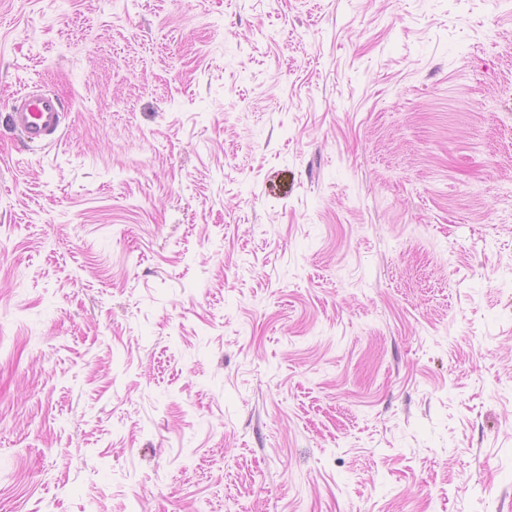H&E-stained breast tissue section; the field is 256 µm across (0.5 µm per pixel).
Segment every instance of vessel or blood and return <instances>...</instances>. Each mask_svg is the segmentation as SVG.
Returning <instances> with one entry per match:
<instances>
[{"mask_svg": "<svg viewBox=\"0 0 512 512\" xmlns=\"http://www.w3.org/2000/svg\"><path fill=\"white\" fill-rule=\"evenodd\" d=\"M64 107L52 94L32 91L14 103L11 123L26 143L58 139L63 122Z\"/></svg>", "mask_w": 512, "mask_h": 512, "instance_id": "1", "label": "vessel or blood"}]
</instances>
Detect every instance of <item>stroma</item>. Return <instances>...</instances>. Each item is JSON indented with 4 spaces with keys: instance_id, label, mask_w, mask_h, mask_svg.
Listing matches in <instances>:
<instances>
[{
    "instance_id": "obj_1",
    "label": "stroma",
    "mask_w": 512,
    "mask_h": 512,
    "mask_svg": "<svg viewBox=\"0 0 512 512\" xmlns=\"http://www.w3.org/2000/svg\"><path fill=\"white\" fill-rule=\"evenodd\" d=\"M0 512H512V0H0ZM62 102L50 93L28 92L14 103L11 123L27 144L59 138L63 122Z\"/></svg>"
}]
</instances>
